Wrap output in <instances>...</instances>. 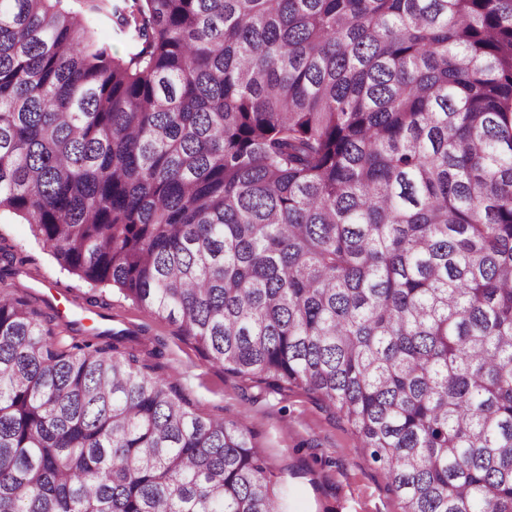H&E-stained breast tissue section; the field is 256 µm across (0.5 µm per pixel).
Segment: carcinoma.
I'll return each mask as SVG.
<instances>
[{
    "label": "carcinoma",
    "mask_w": 512,
    "mask_h": 512,
    "mask_svg": "<svg viewBox=\"0 0 512 512\" xmlns=\"http://www.w3.org/2000/svg\"><path fill=\"white\" fill-rule=\"evenodd\" d=\"M75 2L0 0V212L402 512H512V0ZM128 340L0 292V512H282Z\"/></svg>",
    "instance_id": "carcinoma-1"
}]
</instances>
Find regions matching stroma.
I'll return each mask as SVG.
<instances>
[{"label":"stroma","mask_w":512,"mask_h":512,"mask_svg":"<svg viewBox=\"0 0 512 512\" xmlns=\"http://www.w3.org/2000/svg\"><path fill=\"white\" fill-rule=\"evenodd\" d=\"M0 248L17 259L7 283L16 295L35 298L39 309L48 310L56 294L83 313L93 297L100 328H130L161 340L159 375L172 376L199 415L243 420L284 494V512H401L359 441L312 393L301 387L282 394L242 389L237 378L207 363L175 325L148 315L116 288H93L62 270L33 226L7 212L0 213Z\"/></svg>","instance_id":"stroma-1"}]
</instances>
